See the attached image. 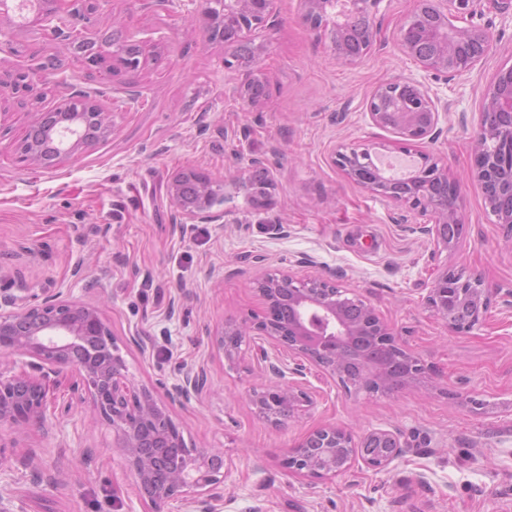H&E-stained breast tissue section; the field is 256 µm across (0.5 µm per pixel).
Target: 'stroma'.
Returning <instances> with one entry per match:
<instances>
[{
  "label": "stroma",
  "instance_id": "35a3bbf8",
  "mask_svg": "<svg viewBox=\"0 0 512 512\" xmlns=\"http://www.w3.org/2000/svg\"><path fill=\"white\" fill-rule=\"evenodd\" d=\"M413 6L391 0L379 43L349 64L328 32L303 21L299 0H276L273 22L252 34V64L267 86L251 112L231 93L245 76L240 58L208 39L202 13L170 0H101L82 49L22 24L15 8L0 11V65L59 51L68 81L39 76L25 96L0 93V289L60 292L98 306L135 382L158 396L171 390L178 365L207 368L209 392L171 411L187 442L221 449L234 464L232 481L217 490V512H512V308L495 302L485 324L465 334L422 301L447 268L477 271L492 291L512 292V239L466 179L482 94L512 67V23L488 6L476 17L494 46L465 82L467 126L433 147L464 181L466 226L453 248L416 233L415 212L373 198L329 159L340 141H397L365 121L361 104L378 85L418 72L394 41ZM120 22L144 39L133 70L120 61ZM124 86L140 99L114 113L113 134L48 167L27 160L21 143L34 112L64 95ZM259 155L275 177V203L262 213L232 186ZM189 169L226 182L223 223H177L166 185ZM259 254L267 267L286 269L313 257L316 274L354 290L400 333L429 378L381 395L312 376L314 405L268 422L249 402L266 380L252 351L232 368L210 344L225 321L263 312L253 284ZM136 334L151 340L150 351L129 344ZM329 424L358 436L392 427L412 450L387 472L355 467L317 483L288 474L286 452ZM0 438L13 445L0 495L16 512H145L111 430L92 425L89 407L2 429ZM33 458L58 465L57 480H35Z\"/></svg>",
  "mask_w": 512,
  "mask_h": 512
}]
</instances>
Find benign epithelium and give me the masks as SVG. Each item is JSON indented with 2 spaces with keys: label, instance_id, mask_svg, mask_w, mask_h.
Instances as JSON below:
<instances>
[{
  "label": "benign epithelium",
  "instance_id": "1",
  "mask_svg": "<svg viewBox=\"0 0 512 512\" xmlns=\"http://www.w3.org/2000/svg\"><path fill=\"white\" fill-rule=\"evenodd\" d=\"M96 0H57L56 8L37 21L50 26L57 38L63 34L59 19L79 16L89 20ZM275 0H202L209 38L232 47L252 30L268 25ZM391 0H344L347 13L339 22L331 10L338 0H301L303 17L314 29L331 32L336 54L349 63L364 54H349L340 46V33L346 23L370 34L369 44L379 35L375 19L385 14ZM482 0H415L402 29L414 28L422 44L414 45L397 37L402 51L420 64L422 71L442 74L451 82L471 74L493 48L492 33L474 24ZM19 77L28 72L59 74L64 69L57 55H48L34 68L19 66ZM263 82L260 74L246 73L233 88V94L248 108L260 105L253 95ZM100 93H82L80 106L88 112H67L72 104L64 100L55 112L34 114L31 140L23 146L28 160L46 167L41 156L45 145L66 157L90 144L86 133L99 135L114 131L109 111L98 100ZM451 103L443 100L424 76L409 75L377 86L364 104V114L377 127L401 137L398 152L413 158L405 168L407 179L421 177L439 181L448 189L440 198L423 191L399 197L395 181L377 162L386 157L385 144L340 142L332 147L331 163L362 190L384 201L403 205L423 218L417 232L435 245L453 247L456 238L447 225L464 228L461 207V182L448 176V167L434 154L416 146L435 142L451 130L448 114ZM470 177L482 187L487 212L495 217L504 234L512 238V67L500 71L485 90L482 111L473 145ZM236 185L247 191L253 206H270L275 182L266 162L249 159L241 169ZM221 185L203 170L175 174L167 186L181 224H217L224 212L214 210L212 199ZM265 310L239 321H228L210 335L212 346L225 360L236 364L242 346L255 340L256 355L274 376L269 383L252 390L250 402L262 411L264 405H287L281 415L270 412L266 419L275 425L292 417L300 406L314 404L303 378L316 369L339 382L345 389L393 393L418 382L426 374L420 360L399 341L394 328L380 318L365 299L341 287L335 280L317 275L299 276L291 270H263L253 281ZM495 301L481 275L465 269L446 268L435 278L423 302L434 315L457 333L480 328ZM370 336L377 347L397 355L406 364V373L395 384L385 366L366 365L362 377L352 382L343 372V349L352 337ZM288 353L289 361L271 359L267 348ZM19 358L20 368L0 365V428L41 424L51 406L49 376L69 375L71 402L64 406L92 404L96 416L112 428V447L121 450L128 468L135 474L140 497L149 512H165L172 501H179L186 512H215L213 490L231 478L233 464L216 448H197L187 444L174 421L169 404L190 396H200L208 387L204 366L181 367L179 383L168 393L169 402L158 398L153 389L136 384L119 352L112 333L98 307L69 299L58 293L30 302L14 294L0 293V359ZM149 428L164 447L176 453V464L163 468L162 457L143 450L140 431ZM410 450L400 432L374 429L357 438L336 425H325L309 432L283 459L284 469L310 481H326L349 471L357 464L383 472Z\"/></svg>",
  "mask_w": 512,
  "mask_h": 512
}]
</instances>
